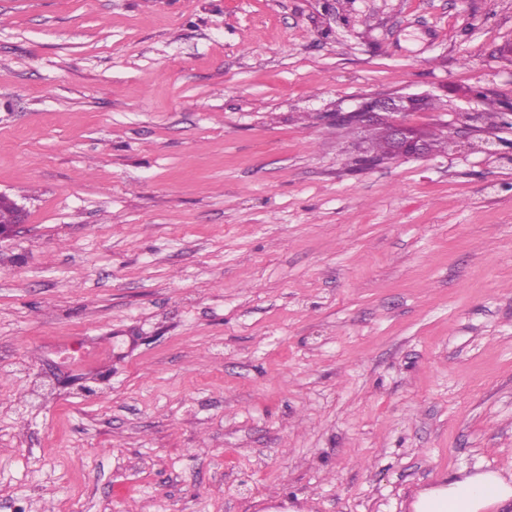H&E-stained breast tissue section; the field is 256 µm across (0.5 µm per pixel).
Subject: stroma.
Wrapping results in <instances>:
<instances>
[{
	"label": "stroma",
	"instance_id": "stroma-1",
	"mask_svg": "<svg viewBox=\"0 0 512 512\" xmlns=\"http://www.w3.org/2000/svg\"><path fill=\"white\" fill-rule=\"evenodd\" d=\"M512 0H0V512H411L512 476ZM489 138L495 153L474 147ZM477 96H478L479 103L483 107V110L487 111V112H477V115L475 118L484 120L487 122L490 120L491 126L495 124V121H492V119L500 118L501 123L503 125H509L512 128V122L509 123L507 121V115L512 114L511 112H509L510 110L512 111L511 104L509 105L508 102H500L495 99H492L491 97H489L488 95H486L482 92H477ZM497 108L500 109V112H497V111L493 112ZM420 98L423 99L419 109L428 111L436 107V102L432 97L396 95L385 98H366L355 109L348 112H336L333 115L337 123L350 124L352 127L360 129L377 122L386 125L394 145V156L391 160L425 158L429 155L425 141L408 119L411 112H419L414 110V103ZM367 130L371 131L369 147L365 154L357 158L358 168H362L365 156L374 155L377 159H383L390 154L391 150L390 141L382 125L369 127ZM7 203L14 212L13 222L10 224H0V241L13 236L23 224H25V211L22 206L8 196L0 193V204Z\"/></svg>",
	"mask_w": 512,
	"mask_h": 512
}]
</instances>
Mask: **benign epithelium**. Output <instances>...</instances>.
Wrapping results in <instances>:
<instances>
[{"label":"benign epithelium","instance_id":"benign-epithelium-1","mask_svg":"<svg viewBox=\"0 0 512 512\" xmlns=\"http://www.w3.org/2000/svg\"><path fill=\"white\" fill-rule=\"evenodd\" d=\"M418 99L417 95L367 98L351 111L334 113V119L339 124H349L360 129L381 122L387 126L394 145L393 159L425 158L428 156L425 141L409 122L414 103ZM5 203L12 208L14 219L10 224H0V241L13 236L25 224L26 217L22 206L0 193V204Z\"/></svg>","mask_w":512,"mask_h":512}]
</instances>
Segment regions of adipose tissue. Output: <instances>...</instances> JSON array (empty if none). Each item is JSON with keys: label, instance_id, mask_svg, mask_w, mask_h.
<instances>
[{"label": "adipose tissue", "instance_id": "ef3b65f1", "mask_svg": "<svg viewBox=\"0 0 512 512\" xmlns=\"http://www.w3.org/2000/svg\"><path fill=\"white\" fill-rule=\"evenodd\" d=\"M512 501V482L496 472L451 478L419 492L412 512H488L489 508Z\"/></svg>", "mask_w": 512, "mask_h": 512}]
</instances>
